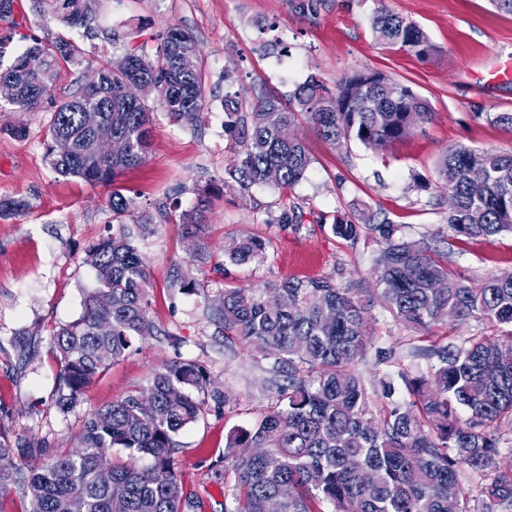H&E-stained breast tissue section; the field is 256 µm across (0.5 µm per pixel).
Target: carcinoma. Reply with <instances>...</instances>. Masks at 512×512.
<instances>
[{"instance_id": "1", "label": "carcinoma", "mask_w": 512, "mask_h": 512, "mask_svg": "<svg viewBox=\"0 0 512 512\" xmlns=\"http://www.w3.org/2000/svg\"><path fill=\"white\" fill-rule=\"evenodd\" d=\"M48 13L71 27L88 26L87 0H42ZM376 38L418 58L434 44L417 24L387 7L372 19ZM196 49L192 35L169 29L153 54L135 50L99 70V81L85 85L54 106L46 156L61 176L109 185L142 163L151 138L152 113L141 101L124 97V84L140 79L151 87L169 119L198 127L207 105L200 70L179 68L182 51ZM43 58L42 68L27 67ZM76 62L66 40H35L16 56L0 79L14 83L12 106L40 107L65 65ZM356 95V71L328 90L309 76L289 95L273 94L250 102L240 112L224 100L230 117L225 128L238 135L241 150L229 173L242 190L256 184L291 188L313 159L305 145L281 132L304 119L326 142L343 146L356 140L383 147L413 134L430 117L426 102L408 86L379 72ZM112 126L123 141L105 151L87 127L86 109ZM67 139L68 154L54 144ZM439 177L453 205L447 232L407 241L388 219L362 224L341 222L333 231L349 240L378 236L381 247L372 269L379 305L416 333L448 320L477 318L498 327L493 339H452L423 349L432 360L427 375L399 373L400 383L369 384L357 371L371 346L366 333L368 308L357 289L329 279L267 282L252 291L226 289L217 313L224 335L238 336L288 370V385L277 402L249 428L231 431L224 454L215 461L218 476L233 474L232 509L269 512H448V486L458 489V512H512V471L487 474L499 453L498 427L512 424V270L487 277L474 288L471 279L448 267L440 244L453 239H490L512 233V153L457 146L445 151ZM204 204L179 216L183 237H198ZM147 224L120 223L90 247L86 262L100 287L87 294L79 317L57 330L51 350L58 365L55 405L63 413L79 400L95 376L120 360L134 339L152 336L155 325L144 303L149 274L137 239ZM265 244L242 238L224 246L234 264L263 258ZM224 404V394L209 389L205 369L176 361L153 373L149 385L95 412L77 446L55 452L28 476L15 459L37 457L43 449L0 429V503L19 490L24 512H184L192 499L173 470L174 437L196 422L209 403ZM468 417L463 419L460 412ZM138 456L137 466L112 456L113 449ZM375 482L363 484L358 469Z\"/></svg>"}]
</instances>
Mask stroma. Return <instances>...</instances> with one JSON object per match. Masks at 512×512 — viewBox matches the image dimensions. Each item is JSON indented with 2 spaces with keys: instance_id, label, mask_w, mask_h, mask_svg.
Wrapping results in <instances>:
<instances>
[{
  "instance_id": "35a3bbf8",
  "label": "stroma",
  "mask_w": 512,
  "mask_h": 512,
  "mask_svg": "<svg viewBox=\"0 0 512 512\" xmlns=\"http://www.w3.org/2000/svg\"><path fill=\"white\" fill-rule=\"evenodd\" d=\"M385 3L427 32L436 47L432 56L422 60L381 45L371 29L376 0H326L314 16L292 11L287 0H91L89 38L40 12L33 0H20L13 23L0 21L2 69L35 37L67 39L79 58L41 108L22 111L0 101V200L27 205L25 211L0 214V428L38 448L71 447L96 409L147 387L152 373L168 363L198 361L211 388L226 400L180 432L174 470L199 498L201 512H224L227 486L215 478L212 465L228 433L260 420L286 382L271 358L225 336L215 310L224 289L288 278H332L360 289L370 306L372 345L358 369L374 384L403 369L428 373L418 347L449 336L461 342L495 335V327L472 319L455 327L436 325L428 337L416 339L375 303L376 240L363 235L351 241L332 229L370 211L388 217L403 239L432 235L444 227L448 211L438 175L443 152L456 145L512 151V127L486 119L490 112L512 113V82L487 79L498 63L512 59V14L498 11L491 0ZM172 27L197 43L196 65L207 95L201 129L173 123L150 95L143 99L154 116L143 164L109 186L58 175L44 149L52 105L131 49L155 50ZM276 38L285 50H265ZM365 69L409 86L427 101L431 120L379 149L354 141L335 147L299 123L294 132L313 157L306 177L290 188H240L228 172L236 143L224 130L226 97L243 104L260 93L285 99L312 75L332 90L343 76ZM116 193L134 202L120 218L110 207ZM202 194L207 223L197 259L177 223ZM292 210L300 223L278 224ZM145 218L151 227L139 249L149 272L147 313L158 332L134 341L69 412H59L50 340L54 330L79 316L84 296L99 286L86 254L109 225ZM248 236L264 242L263 260L225 262V243ZM448 264L477 283L510 269L512 235L454 241Z\"/></svg>"
}]
</instances>
